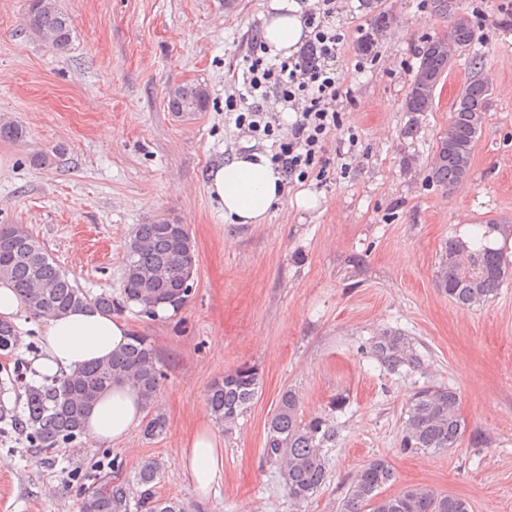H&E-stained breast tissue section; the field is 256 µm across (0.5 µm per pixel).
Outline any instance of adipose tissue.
<instances>
[{"mask_svg":"<svg viewBox=\"0 0 512 512\" xmlns=\"http://www.w3.org/2000/svg\"><path fill=\"white\" fill-rule=\"evenodd\" d=\"M299 0H268L261 36L270 55L297 54L310 36ZM208 190L232 224H261L284 200L282 171L259 152L239 153L209 171ZM131 338L128 323L90 305L45 320L42 345L34 361L37 372L68 376L107 360ZM137 389L116 383L99 395L85 416L83 437L95 444L124 441L144 418ZM176 464L198 497L224 482V450L210 418H203L184 440Z\"/></svg>","mask_w":512,"mask_h":512,"instance_id":"obj_1","label":"adipose tissue"}]
</instances>
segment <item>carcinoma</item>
<instances>
[{
	"label": "carcinoma",
	"instance_id": "1",
	"mask_svg": "<svg viewBox=\"0 0 512 512\" xmlns=\"http://www.w3.org/2000/svg\"><path fill=\"white\" fill-rule=\"evenodd\" d=\"M429 9L431 16L449 21L448 40L469 41L473 22L460 13L458 4L450 8L448 0H429ZM23 30L57 52L70 49L73 30L59 0H28ZM451 65L449 56L433 48V41L426 42L405 101L407 111H427L429 105L420 90L423 78L431 73L446 74ZM490 91L488 81L479 77L464 86L448 129L439 138L443 150L428 174L433 185L447 190L468 176ZM208 103L206 89L194 83L177 84L168 92V109L178 114L203 112ZM194 260L195 248L186 225L162 221L139 224L125 244L121 295H91L69 278L25 225L0 226V278L8 279L22 294L34 320L87 302L105 312H121L131 305L147 316L155 315L159 305L177 311L187 298L181 288ZM511 277L512 266L498 250L483 247L468 251L450 240L448 261L438 271L437 282L455 304L473 308ZM17 344L15 325L0 320V352L9 353ZM403 344L404 337L391 332L377 338L372 354L396 368L405 363ZM162 377L153 350L134 336L106 362L89 364L50 385L25 386L26 415L19 426L39 444L45 461L51 463L62 446L80 438L86 410L112 383L124 382L137 388L150 408ZM260 387L261 376L253 366H241L214 381L207 392V405L216 423L226 429L236 426L251 408ZM457 401V392L450 387H426L416 392L404 421L400 448L425 454L455 447L462 433ZM335 444L332 421L326 417L302 418L299 397L288 389L281 394L268 422L262 458L279 466L288 497L303 504L326 484L329 473L324 449ZM162 474V461L150 458L141 463L131 479L95 476L84 492L80 512H184L180 501L156 492ZM393 481L394 473L387 462L380 458L369 461L351 484L342 512H471L466 500L424 488L407 487L394 495H381V490Z\"/></svg>",
	"mask_w": 512,
	"mask_h": 512
}]
</instances>
